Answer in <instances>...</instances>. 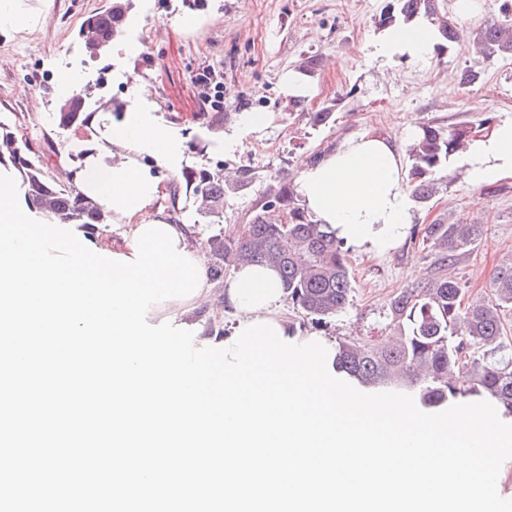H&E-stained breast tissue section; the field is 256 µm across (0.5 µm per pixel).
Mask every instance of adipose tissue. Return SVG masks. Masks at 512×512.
<instances>
[{"label": "adipose tissue", "instance_id": "ef3b65f1", "mask_svg": "<svg viewBox=\"0 0 512 512\" xmlns=\"http://www.w3.org/2000/svg\"><path fill=\"white\" fill-rule=\"evenodd\" d=\"M438 41L434 27L419 21L407 34L384 31L374 41L372 54L394 77L397 61L428 62ZM122 112L112 122L99 113L93 116V144L78 164L65 167L64 177L112 216L111 223L83 227L84 237L99 249L128 256L134 232L143 224L163 221L165 179L187 167L191 155L186 136L161 120L146 85L135 86ZM460 166L476 187L512 178V116L471 141ZM406 182L400 147L385 135L366 132L349 137L317 161L301 159L297 192L305 210L335 229L339 240L384 254L401 242L415 219ZM283 297L277 271L243 265L225 280L221 294L207 287L188 300L155 304L149 322L156 325L172 316L177 323L194 324L196 310L215 299L242 323L266 319L284 328L288 322L281 313Z\"/></svg>", "mask_w": 512, "mask_h": 512}]
</instances>
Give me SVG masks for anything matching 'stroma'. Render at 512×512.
Wrapping results in <instances>:
<instances>
[{"label":"stroma","instance_id":"1","mask_svg":"<svg viewBox=\"0 0 512 512\" xmlns=\"http://www.w3.org/2000/svg\"><path fill=\"white\" fill-rule=\"evenodd\" d=\"M27 2L40 10L38 24L0 31V115L14 114V132L37 147L54 144L49 168L55 176L64 162L82 155L86 137L84 129L61 130L51 119L64 73L74 72L91 86L94 113L103 111L107 100L127 104L135 82L149 84L163 121L196 144L195 167L220 161L225 170L247 169L252 175L246 189L230 195L223 223L198 224L199 247L209 236L235 233L273 180L294 181L297 156L314 158L366 131L386 134L404 147L407 130L423 123L495 122L512 114V64H483L466 41L437 52L424 65L402 62L400 79L390 80L371 54L387 0H133L130 32L141 50L120 62L108 54L89 59L77 37L105 0ZM186 15L193 18L192 27L180 24ZM311 54L323 59L312 76L316 96L300 104L284 101L281 74L299 68ZM209 64L224 72L225 111L275 116L263 136L245 138L232 155L210 136L193 84L197 70ZM468 65L484 66L483 81L449 91V74ZM325 107L333 110L331 122L311 126L309 113ZM444 181L446 190L428 207L417 208L414 224L393 252L376 256L345 247L352 301L326 326L306 324L300 310L284 303L297 335L331 341L354 336L373 343L387 337L390 300L438 274L434 253L422 238L425 225L444 216L484 229L478 246L447 274L460 282L465 301L490 298L493 272L512 265V179L475 188L451 166Z\"/></svg>","mask_w":512,"mask_h":512}]
</instances>
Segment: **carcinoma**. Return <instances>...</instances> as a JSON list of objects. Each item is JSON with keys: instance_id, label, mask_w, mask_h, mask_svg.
<instances>
[{"instance_id": "carcinoma-1", "label": "carcinoma", "mask_w": 512, "mask_h": 512, "mask_svg": "<svg viewBox=\"0 0 512 512\" xmlns=\"http://www.w3.org/2000/svg\"><path fill=\"white\" fill-rule=\"evenodd\" d=\"M131 9L132 0H112V8L101 9L85 20L79 38L90 59L107 53ZM499 13L501 18L469 31L441 13L438 0H388L380 25L405 26L425 18L437 25L438 49L469 38L484 61L493 62L512 59V0H501ZM89 96L86 87L57 104L52 119L58 128L87 127L92 116L86 111ZM476 131H489L486 122L474 128L467 124L418 127L408 148V187L415 203L425 206L440 193V173ZM44 158L0 121V165L19 176L25 201L32 208L65 224L107 223L108 216L96 200L49 175ZM182 181L186 201L203 223L222 224L226 198L246 188L252 176L245 169L240 179L229 185L217 165L186 169ZM269 197L288 210V223L271 219ZM263 198L246 214V236L226 238L221 233L207 240L211 280L223 279L224 273L245 262L272 267L280 275L286 297L304 316L315 324L327 322L347 308L353 292L342 243L329 226L307 214L288 184L269 187ZM482 234L475 224L444 218L424 228V238L442 267L455 265ZM490 288V300L466 308L459 282L446 275L421 288L403 290L389 303L391 341L339 340L333 361L336 375L370 393L408 391L426 409L443 411L450 404L477 398L512 416V337L502 318V311L512 308V265L495 270Z\"/></svg>"}]
</instances>
